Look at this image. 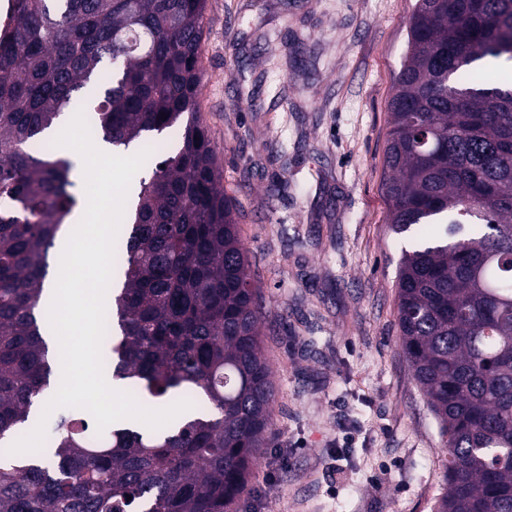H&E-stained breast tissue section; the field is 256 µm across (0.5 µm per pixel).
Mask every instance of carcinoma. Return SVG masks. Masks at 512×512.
Returning a JSON list of instances; mask_svg holds the SVG:
<instances>
[{
  "mask_svg": "<svg viewBox=\"0 0 512 512\" xmlns=\"http://www.w3.org/2000/svg\"><path fill=\"white\" fill-rule=\"evenodd\" d=\"M0 37V512H233L267 447L274 399L263 300L201 121L208 0H15ZM512 0H416L389 100L382 184L406 238L402 349L447 450L435 512H512ZM115 148L182 129L116 243L105 369L150 402L194 405L156 430L60 415L48 447L10 448L53 381L40 306L77 205L45 131L82 94ZM166 119H161V116Z\"/></svg>",
  "mask_w": 512,
  "mask_h": 512,
  "instance_id": "obj_1",
  "label": "carcinoma"
}]
</instances>
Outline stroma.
<instances>
[{"instance_id": "1", "label": "stroma", "mask_w": 512, "mask_h": 512, "mask_svg": "<svg viewBox=\"0 0 512 512\" xmlns=\"http://www.w3.org/2000/svg\"><path fill=\"white\" fill-rule=\"evenodd\" d=\"M415 0H209L199 109L266 316L269 446L239 512H431L446 455L401 350L381 193Z\"/></svg>"}]
</instances>
